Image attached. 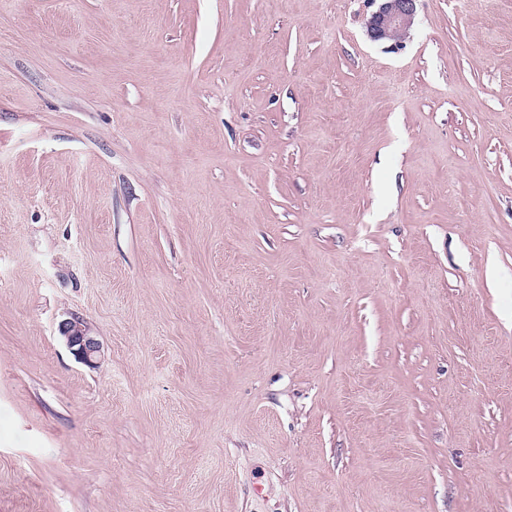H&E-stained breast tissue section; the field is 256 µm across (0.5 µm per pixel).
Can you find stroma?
I'll list each match as a JSON object with an SVG mask.
<instances>
[{"mask_svg": "<svg viewBox=\"0 0 512 512\" xmlns=\"http://www.w3.org/2000/svg\"><path fill=\"white\" fill-rule=\"evenodd\" d=\"M376 8L0 0V512H512V0ZM378 9L367 23V32L373 41L393 42L404 39L413 26L418 0H379ZM58 329L79 362L89 366L96 364L101 356V343L83 318L73 315L60 322Z\"/></svg>", "mask_w": 512, "mask_h": 512, "instance_id": "1", "label": "stroma"}]
</instances>
